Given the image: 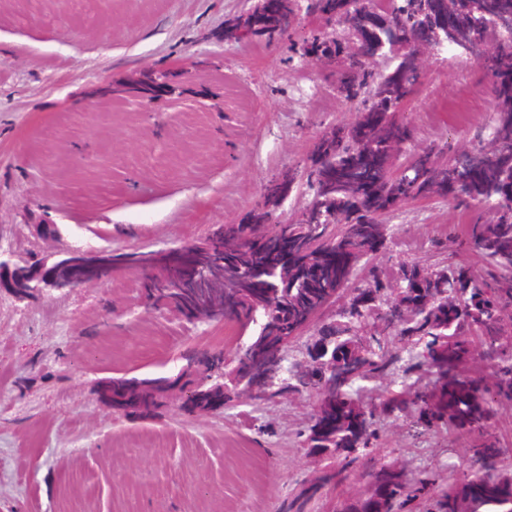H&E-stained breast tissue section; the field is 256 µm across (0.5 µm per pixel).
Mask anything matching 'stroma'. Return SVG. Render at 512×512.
I'll use <instances>...</instances> for the list:
<instances>
[{
    "mask_svg": "<svg viewBox=\"0 0 512 512\" xmlns=\"http://www.w3.org/2000/svg\"><path fill=\"white\" fill-rule=\"evenodd\" d=\"M345 11V0H0V277L34 265L78 274L24 295L0 285V512H368L423 477L410 512H512V499L471 486L481 467L512 485V390L465 414L492 385L474 363L491 343L512 353L511 322L465 329L441 365L406 375L398 360L339 383L337 407L378 430L367 450L320 447L316 393L228 392L202 409L175 381L261 327L187 320L149 288L231 229L301 222L328 149L375 125L393 133L387 190L360 186L346 204L388 230L352 261L336 305L296 331L288 365L316 370L339 304L371 268L444 272L454 252L467 279L483 274L457 237L451 188L430 181L496 123L485 95L466 127L436 114L482 73L448 65L428 24L417 62L365 53L388 80L413 65L399 103L350 110L355 65L344 47L317 48L326 17ZM161 74L164 93L148 96ZM168 379L146 406L103 395L113 381Z\"/></svg>",
    "mask_w": 512,
    "mask_h": 512,
    "instance_id": "obj_1",
    "label": "stroma"
}]
</instances>
